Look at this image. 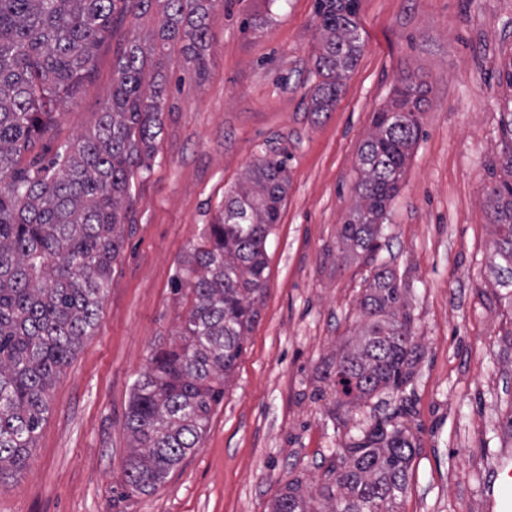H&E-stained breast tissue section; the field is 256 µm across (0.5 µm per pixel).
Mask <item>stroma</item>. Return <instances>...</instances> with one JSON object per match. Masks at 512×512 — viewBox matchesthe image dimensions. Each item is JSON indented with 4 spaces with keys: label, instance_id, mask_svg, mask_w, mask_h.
<instances>
[{
    "label": "stroma",
    "instance_id": "stroma-1",
    "mask_svg": "<svg viewBox=\"0 0 512 512\" xmlns=\"http://www.w3.org/2000/svg\"><path fill=\"white\" fill-rule=\"evenodd\" d=\"M161 16L116 12L92 74L38 144L64 152L112 100L122 48ZM315 0H214L208 70L165 48L167 94L151 172L137 180L123 249L95 329L49 391L27 465L0 478V512H269L299 478L316 491L360 428L405 425L416 448L400 512H512L488 498L512 464V288L486 201L504 157L512 89V0H360L363 52L335 107L311 111L320 34ZM425 89L421 133L373 256L343 258L358 150L406 74ZM283 154L288 192L266 250L269 277L201 448L150 494L128 493L123 461L134 381L186 314L175 280L227 192ZM392 268L417 347L411 380L337 407L324 368L362 320L364 281Z\"/></svg>",
    "mask_w": 512,
    "mask_h": 512
}]
</instances>
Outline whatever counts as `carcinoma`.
Instances as JSON below:
<instances>
[{
    "instance_id": "1",
    "label": "carcinoma",
    "mask_w": 512,
    "mask_h": 512,
    "mask_svg": "<svg viewBox=\"0 0 512 512\" xmlns=\"http://www.w3.org/2000/svg\"><path fill=\"white\" fill-rule=\"evenodd\" d=\"M213 0H0V490L7 469L25 467L48 411L49 390L83 337L96 326L121 253L122 206L135 178L151 169L166 86L152 51L132 41L113 66L112 102L89 134L45 162L20 166L54 121L56 108L91 74L94 53L123 3L144 16L162 4L157 39L203 75L206 19ZM360 0H316L321 81L311 111L335 105L341 81L363 50ZM423 86L406 77L375 113L374 132L358 151V200L342 224V251L369 255L389 203L399 191L420 135ZM488 189L500 256L512 278V148ZM288 190L287 159L253 164L224 200L215 221L185 260L184 325L151 354L135 381L125 426L131 451L128 488L147 494L201 447L213 409L242 352L266 287V241ZM365 318L326 377L337 405H357L398 391L413 375L416 346L404 289L377 266L361 301ZM331 466L319 490L330 512H398L415 448L400 425L376 422ZM270 512H316L302 481H288Z\"/></svg>"
}]
</instances>
